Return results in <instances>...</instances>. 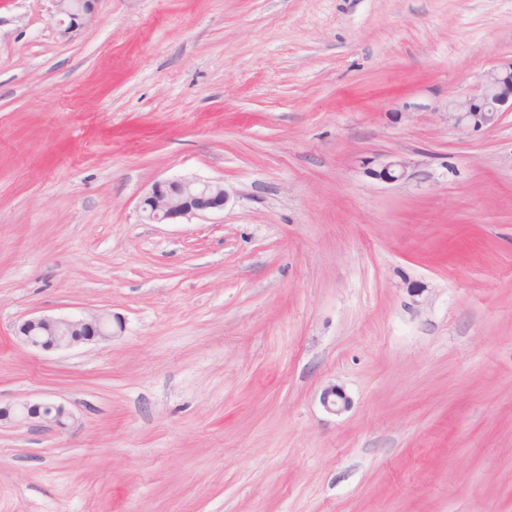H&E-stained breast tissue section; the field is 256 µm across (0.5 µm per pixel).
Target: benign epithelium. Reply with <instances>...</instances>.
Returning a JSON list of instances; mask_svg holds the SVG:
<instances>
[{"mask_svg": "<svg viewBox=\"0 0 512 512\" xmlns=\"http://www.w3.org/2000/svg\"><path fill=\"white\" fill-rule=\"evenodd\" d=\"M54 16L63 26L61 34L71 36L94 18L96 0H52ZM505 112H512V60L503 62L480 79L479 94L448 101V114L458 124L475 128L492 126ZM410 161L391 157L381 164L379 178L395 182L403 179ZM227 196L224 184L200 179H173L157 182L143 195L139 210L146 224H169L177 219L224 208ZM112 318L106 312L67 318L39 316L19 325L15 336L25 345L42 350L70 348L112 339ZM322 405L340 412L347 406L342 391L332 385L324 389ZM70 417L64 406L53 403H28L0 407L2 421H41L58 426Z\"/></svg>", "mask_w": 512, "mask_h": 512, "instance_id": "obj_1", "label": "benign epithelium"}]
</instances>
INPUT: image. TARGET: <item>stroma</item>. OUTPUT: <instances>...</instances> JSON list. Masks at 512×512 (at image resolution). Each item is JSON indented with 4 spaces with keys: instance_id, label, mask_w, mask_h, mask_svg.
<instances>
[{
    "instance_id": "obj_1",
    "label": "stroma",
    "mask_w": 512,
    "mask_h": 512,
    "mask_svg": "<svg viewBox=\"0 0 512 512\" xmlns=\"http://www.w3.org/2000/svg\"><path fill=\"white\" fill-rule=\"evenodd\" d=\"M53 12L0 0V403L71 419L0 424V512H512V112L448 116L512 0ZM175 178L224 209L143 223ZM54 16L63 26L61 34L71 36L89 24L94 18V4L97 0H51ZM410 164V161L405 158H388L381 164V169L377 173V176L388 182L399 181L406 176ZM112 318L107 312L67 318L39 316L19 325L15 336L25 345L42 350L70 348L112 339Z\"/></svg>"
}]
</instances>
